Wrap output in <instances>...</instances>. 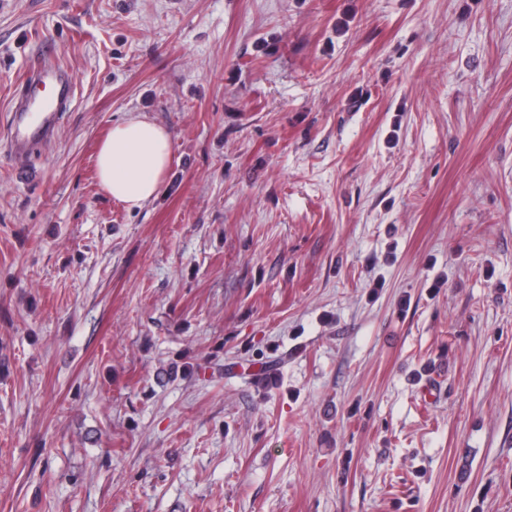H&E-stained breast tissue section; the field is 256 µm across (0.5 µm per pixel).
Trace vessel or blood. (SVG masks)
I'll return each instance as SVG.
<instances>
[{
  "label": "vessel or blood",
  "instance_id": "obj_1",
  "mask_svg": "<svg viewBox=\"0 0 512 512\" xmlns=\"http://www.w3.org/2000/svg\"><path fill=\"white\" fill-rule=\"evenodd\" d=\"M46 90L47 97L41 106L38 120H31L30 107L15 106L10 128L11 148L17 149L48 138L59 122V111L69 102L74 93L71 75L57 67L41 65L27 76L22 84L23 99H32L39 90Z\"/></svg>",
  "mask_w": 512,
  "mask_h": 512
}]
</instances>
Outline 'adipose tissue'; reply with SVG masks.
Here are the masks:
<instances>
[{"label": "adipose tissue", "mask_w": 512, "mask_h": 512, "mask_svg": "<svg viewBox=\"0 0 512 512\" xmlns=\"http://www.w3.org/2000/svg\"><path fill=\"white\" fill-rule=\"evenodd\" d=\"M171 162L168 130L140 116L113 124L96 153L101 188L131 211L158 196Z\"/></svg>", "instance_id": "adipose-tissue-1"}]
</instances>
